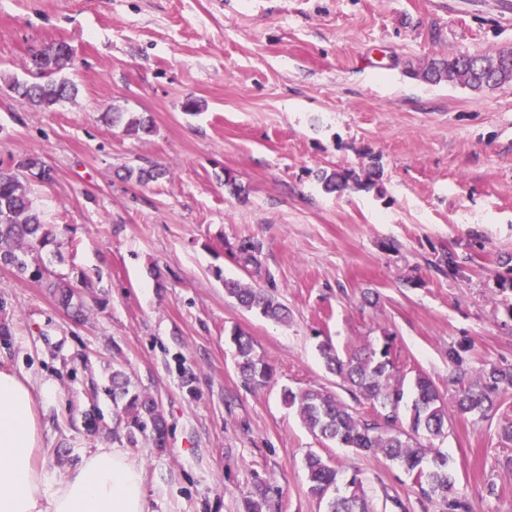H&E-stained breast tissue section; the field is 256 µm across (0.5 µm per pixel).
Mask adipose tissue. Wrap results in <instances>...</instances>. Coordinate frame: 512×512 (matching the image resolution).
<instances>
[{"label": "adipose tissue", "mask_w": 512, "mask_h": 512, "mask_svg": "<svg viewBox=\"0 0 512 512\" xmlns=\"http://www.w3.org/2000/svg\"><path fill=\"white\" fill-rule=\"evenodd\" d=\"M50 383L0 370V512H146L142 469L125 453L103 450L53 485L33 462L39 445L34 405Z\"/></svg>", "instance_id": "obj_1"}]
</instances>
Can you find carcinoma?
Segmentation results:
<instances>
[{
	"label": "carcinoma",
	"instance_id": "carcinoma-1",
	"mask_svg": "<svg viewBox=\"0 0 512 512\" xmlns=\"http://www.w3.org/2000/svg\"><path fill=\"white\" fill-rule=\"evenodd\" d=\"M35 70L31 82H15L12 89L24 104L49 110L65 100L75 99L77 85L64 76L72 65L69 46L55 42L30 53ZM453 70L451 81L475 91L512 84V49L493 55L460 53L432 60L423 76L439 82ZM124 113L112 112L103 120L115 125L125 122V132L134 135L153 133V121L143 116L123 119ZM163 175L158 169H127V179L145 184ZM354 176L349 172L322 175L324 188L341 190ZM49 183L52 169L37 155H28L16 164V171H0V266L49 288L57 304L77 322L86 319L85 304L77 291L81 275L57 274L44 262L42 253L62 258V242L56 227L41 221L31 197L30 183ZM224 292L238 305L269 320L286 323L290 311L261 288L239 280L224 281ZM235 347L237 370L245 385L260 389L274 376L273 365L257 354L252 337L241 329L230 336ZM327 372L347 383L352 394L379 410V419L369 421L332 392L322 388L283 390L284 402L297 407L307 429L317 438L347 448L356 454H383L405 468L425 498L441 500L444 512H470L466 500L456 488L448 457L430 442L445 436L448 411L443 396L428 376L417 374L410 386L398 377L392 360L391 338L376 347L371 345L344 357L328 340L318 346ZM467 349L448 348V385L455 389V408L461 415L477 420L490 416L496 408V396L512 387V369L492 365L472 369ZM112 404L115 419L131 445L139 438L151 440L156 448L166 446L168 424L155 397L138 389L124 370H112ZM406 419L408 430L398 426ZM311 495L325 506L324 512H372L362 481L352 476L345 481L330 461L310 451L304 459Z\"/></svg>",
	"mask_w": 512,
	"mask_h": 512
}]
</instances>
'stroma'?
I'll list each match as a JSON object with an SVG mask.
<instances>
[{
	"label": "stroma",
	"mask_w": 512,
	"mask_h": 512,
	"mask_svg": "<svg viewBox=\"0 0 512 512\" xmlns=\"http://www.w3.org/2000/svg\"><path fill=\"white\" fill-rule=\"evenodd\" d=\"M67 42L75 101L22 105L32 47ZM512 48V0H0V169L36 154L54 180L32 195L65 239L59 273L84 272L88 319L0 267V370L52 382L36 404L48 482L114 449L144 471L147 512H323L303 459L358 473L374 512H441L383 455L322 442L282 400L324 387L317 346L390 337L407 377L429 376L448 412L446 453L472 512H512V391L483 421L453 408L449 347L512 367V84L424 79L461 51ZM196 111L183 109L186 99ZM149 116L145 137L103 122ZM158 168L138 184L123 167ZM359 182L329 193L321 172ZM241 185L236 195L225 177ZM256 248L244 264L238 247ZM236 279L288 306L281 324L224 293ZM252 336L275 368L245 386L227 341ZM154 395L167 446L115 431L114 365Z\"/></svg>",
	"instance_id": "obj_1"
}]
</instances>
